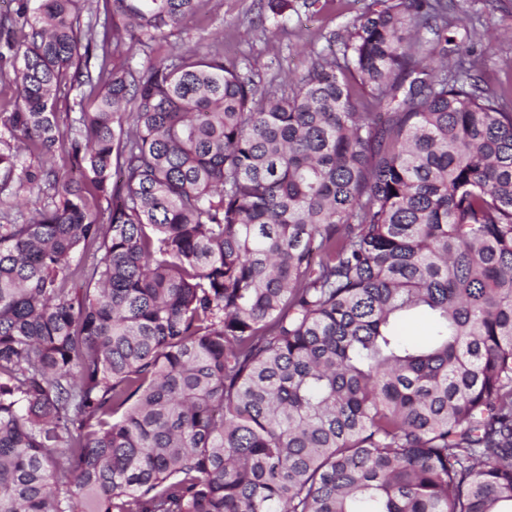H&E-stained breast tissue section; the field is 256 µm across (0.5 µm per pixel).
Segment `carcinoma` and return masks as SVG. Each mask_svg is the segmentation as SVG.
Returning <instances> with one entry per match:
<instances>
[{
	"mask_svg": "<svg viewBox=\"0 0 512 512\" xmlns=\"http://www.w3.org/2000/svg\"><path fill=\"white\" fill-rule=\"evenodd\" d=\"M202 2L0 23V512H512V108L448 70L467 20L377 0L261 91L153 57Z\"/></svg>",
	"mask_w": 512,
	"mask_h": 512,
	"instance_id": "obj_1",
	"label": "carcinoma"
}]
</instances>
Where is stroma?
<instances>
[{
	"label": "stroma",
	"instance_id": "stroma-1",
	"mask_svg": "<svg viewBox=\"0 0 512 512\" xmlns=\"http://www.w3.org/2000/svg\"><path fill=\"white\" fill-rule=\"evenodd\" d=\"M373 7L374 0H291L277 16L267 0H205L177 46L220 52L263 90L271 79L302 74L310 54L340 50L341 39ZM463 14L477 32L467 44L473 79L512 106V0H448L449 17Z\"/></svg>",
	"mask_w": 512,
	"mask_h": 512
}]
</instances>
